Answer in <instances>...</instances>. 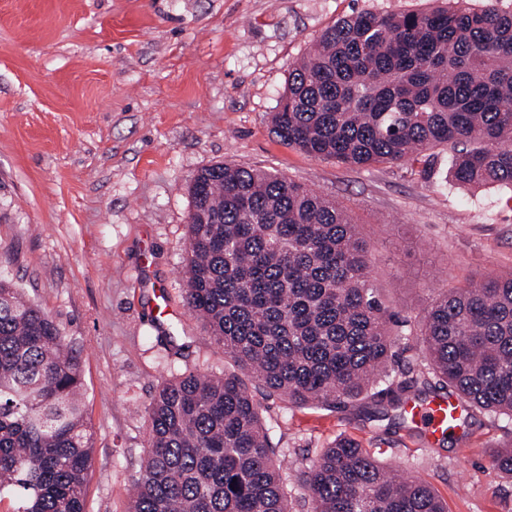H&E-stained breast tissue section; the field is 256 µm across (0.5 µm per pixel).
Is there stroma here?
<instances>
[{"label":"stroma","instance_id":"1","mask_svg":"<svg viewBox=\"0 0 512 512\" xmlns=\"http://www.w3.org/2000/svg\"><path fill=\"white\" fill-rule=\"evenodd\" d=\"M436 0H0V273L64 329L82 366L94 434L86 512H127L160 386L187 371L238 373L184 298L189 183L216 163L310 186L361 225L371 282L397 320L431 291L512 275V190L463 188L446 149L419 164L348 165L270 132L288 69L359 12L427 11ZM148 268L173 317L157 315ZM290 460L336 439L427 481L448 512H512L490 467L512 418L477 413L428 441L410 421L352 404L263 402Z\"/></svg>","mask_w":512,"mask_h":512}]
</instances>
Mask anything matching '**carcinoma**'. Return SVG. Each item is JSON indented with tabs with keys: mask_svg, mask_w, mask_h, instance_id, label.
Returning <instances> with one entry per match:
<instances>
[{
	"mask_svg": "<svg viewBox=\"0 0 512 512\" xmlns=\"http://www.w3.org/2000/svg\"><path fill=\"white\" fill-rule=\"evenodd\" d=\"M284 144L366 166L452 153L460 187L512 188V12H361L330 26L288 71L271 116ZM189 192L186 303L261 394L291 406L370 401L405 411L434 377L470 412L512 417V276L429 295L407 322L424 362L397 370L396 321L372 288L367 241L336 201L283 175L223 163ZM147 454L130 512H448L353 438L306 467L288 462L262 405L234 374L185 372L147 407ZM93 433L64 329L0 277V502L10 512H85ZM512 478V443L491 456Z\"/></svg>",
	"mask_w": 512,
	"mask_h": 512,
	"instance_id": "cac0c4a2",
	"label": "carcinoma"
}]
</instances>
